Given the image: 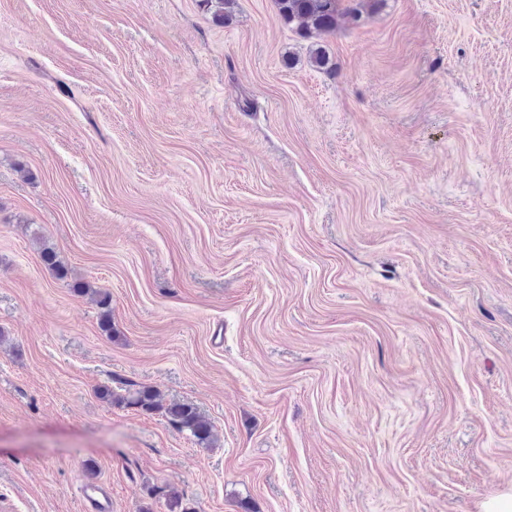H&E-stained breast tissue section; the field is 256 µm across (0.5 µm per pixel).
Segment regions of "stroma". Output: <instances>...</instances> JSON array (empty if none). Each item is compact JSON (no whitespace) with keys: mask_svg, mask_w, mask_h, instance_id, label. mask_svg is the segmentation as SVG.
Listing matches in <instances>:
<instances>
[{"mask_svg":"<svg viewBox=\"0 0 512 512\" xmlns=\"http://www.w3.org/2000/svg\"><path fill=\"white\" fill-rule=\"evenodd\" d=\"M324 43L331 72L275 0H0V512L512 494V0ZM143 386L217 447L100 394ZM73 291L79 294H91L95 297V302L100 311V326L101 329L108 335H114V328L112 327V298L109 293L94 288L89 283H75L72 285ZM87 512H112V492L103 484L89 483L82 486Z\"/></svg>","mask_w":512,"mask_h":512,"instance_id":"stroma-1","label":"stroma"}]
</instances>
